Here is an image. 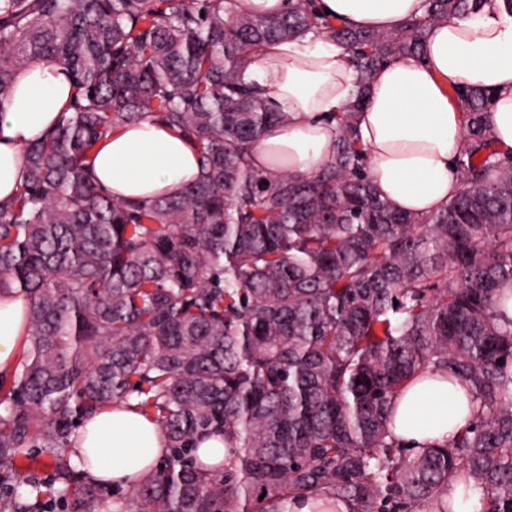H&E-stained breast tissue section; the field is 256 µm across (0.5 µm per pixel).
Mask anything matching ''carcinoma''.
I'll use <instances>...</instances> for the list:
<instances>
[{
	"instance_id": "cac0c4a2",
	"label": "carcinoma",
	"mask_w": 512,
	"mask_h": 512,
	"mask_svg": "<svg viewBox=\"0 0 512 512\" xmlns=\"http://www.w3.org/2000/svg\"><path fill=\"white\" fill-rule=\"evenodd\" d=\"M314 2L255 15L238 0H0V110L39 57L74 90L0 202V294L28 299L26 345L0 378V484L34 494L0 512H37L29 446L54 457L57 496L94 512L99 484L66 452L114 404L166 440L133 512H288L319 494L350 512H452L448 489L471 479L483 512H512V319L496 307L512 283V155L494 148L493 94L455 91L461 189L426 215L381 198L354 126L383 63L486 0H426L385 32ZM308 33L349 49L359 91L314 175L260 171L252 149L287 116L243 74L267 42ZM146 120L195 144L199 176L149 204L112 198L84 160ZM432 372L465 380L473 407L448 443L409 454L390 408ZM205 433L232 449L221 470L193 456Z\"/></svg>"
}]
</instances>
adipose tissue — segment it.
Here are the masks:
<instances>
[{
    "label": "adipose tissue",
    "instance_id": "1",
    "mask_svg": "<svg viewBox=\"0 0 512 512\" xmlns=\"http://www.w3.org/2000/svg\"><path fill=\"white\" fill-rule=\"evenodd\" d=\"M331 20L356 30L385 31L421 17L425 0H317ZM288 116L267 128L252 153L255 168L310 176L326 163L337 136L333 113L357 92L347 49L327 37L306 36L263 46L246 70ZM15 91L0 110V201L25 176L24 147L55 126L70 104L72 86L59 62L34 61L16 74ZM492 92L490 132L512 148V13L502 0L478 12L431 26L419 57L399 59L374 74L356 134L379 194L399 209L431 213L461 188L455 162L464 146L457 88ZM90 177L111 196L150 201L178 193L199 173L195 151L161 123L143 121L112 132L88 161ZM27 301L0 296V374L13 372L27 337ZM393 436L415 451L451 439L471 409L466 385L443 374L423 375L393 403ZM166 452L153 419L115 405L83 422L69 443L72 463L89 462L97 480L127 484L154 469Z\"/></svg>",
    "mask_w": 512,
    "mask_h": 512
}]
</instances>
